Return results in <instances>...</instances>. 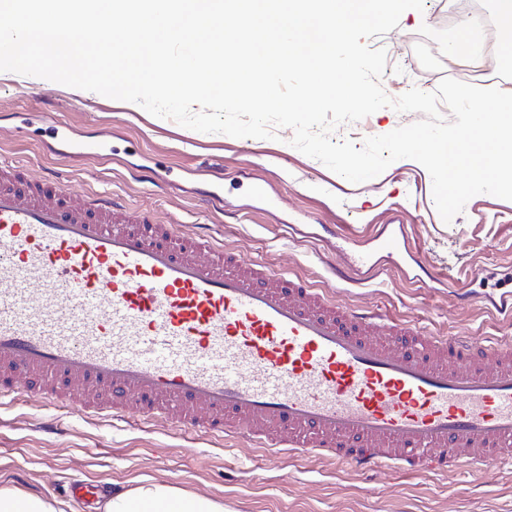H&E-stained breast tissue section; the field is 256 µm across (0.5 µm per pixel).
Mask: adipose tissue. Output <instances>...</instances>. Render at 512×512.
<instances>
[{
  "instance_id": "obj_1",
  "label": "adipose tissue",
  "mask_w": 512,
  "mask_h": 512,
  "mask_svg": "<svg viewBox=\"0 0 512 512\" xmlns=\"http://www.w3.org/2000/svg\"><path fill=\"white\" fill-rule=\"evenodd\" d=\"M101 509L102 512H224L223 505L211 499L156 483H145L104 500Z\"/></svg>"
}]
</instances>
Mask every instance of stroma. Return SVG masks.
Returning a JSON list of instances; mask_svg holds the SVG:
<instances>
[{"label":"stroma","mask_w":512,"mask_h":512,"mask_svg":"<svg viewBox=\"0 0 512 512\" xmlns=\"http://www.w3.org/2000/svg\"><path fill=\"white\" fill-rule=\"evenodd\" d=\"M480 23L481 55L455 60L449 35L462 18ZM372 49L396 56L380 84L396 98L416 88L433 92L443 78L473 83L476 71L494 84L512 82V67L499 65L493 0H424L423 11H405L397 28L367 39ZM54 106L59 121L85 136H117L116 146L136 164L151 162L188 169L181 187L158 189L135 181L117 163L65 159L20 138L17 116ZM415 112L383 108L334 128L333 141L363 146L366 138L419 121ZM278 140L201 133L149 114L135 103L71 88L46 79L0 71V162L20 163L35 179L57 173L76 195L109 189L139 211L172 218L184 232L204 224L225 249L331 288L338 304L377 309L423 327L435 336L512 337L485 295L512 289V201L488 194L471 198L451 222L435 209L432 178L418 162L400 159L379 176L355 184L291 144L293 131ZM222 170L224 210L206 211L198 196L202 169ZM256 175L278 194L275 209H258L247 180ZM402 221L411 247L441 283L406 279L396 263L361 286L336 283L328 264L332 243L309 238L316 224H337L361 239L380 225ZM58 420L56 434L41 431ZM82 479L103 494L121 493L139 482L174 486L224 504V512H512V462L425 477L385 470L364 477L338 468L328 457L289 458L260 448L185 434L169 423L143 420L110 423L80 407L38 404L18 397L0 407V485L53 499L74 512L66 495Z\"/></svg>","instance_id":"stroma-1"}]
</instances>
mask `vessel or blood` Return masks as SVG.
Returning a JSON list of instances; mask_svg holds the SVG:
<instances>
[{"label": "vessel or blood", "instance_id": "obj_1", "mask_svg": "<svg viewBox=\"0 0 512 512\" xmlns=\"http://www.w3.org/2000/svg\"><path fill=\"white\" fill-rule=\"evenodd\" d=\"M75 157L107 143L72 140ZM372 252L338 257L351 282ZM25 388L112 421L168 416L288 456L414 476L512 460V342L428 335L178 234L103 191L0 166V401Z\"/></svg>", "mask_w": 512, "mask_h": 512}]
</instances>
